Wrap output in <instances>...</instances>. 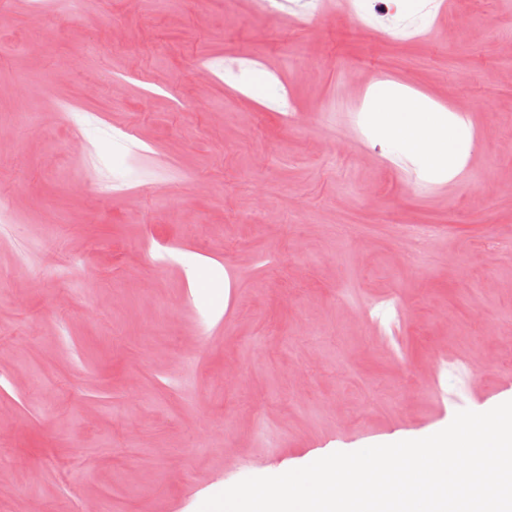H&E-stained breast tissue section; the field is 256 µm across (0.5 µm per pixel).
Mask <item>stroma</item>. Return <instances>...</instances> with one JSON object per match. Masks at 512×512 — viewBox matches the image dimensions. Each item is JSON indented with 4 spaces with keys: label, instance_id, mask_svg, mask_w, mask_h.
Wrapping results in <instances>:
<instances>
[{
    "label": "stroma",
    "instance_id": "stroma-1",
    "mask_svg": "<svg viewBox=\"0 0 512 512\" xmlns=\"http://www.w3.org/2000/svg\"><path fill=\"white\" fill-rule=\"evenodd\" d=\"M464 7L0 0V512H197L512 393V0ZM375 90L466 121L454 178ZM366 112L377 141L397 144L400 159L422 172L448 180L470 156L467 125L449 111L433 107L427 98L415 100L401 92L376 94Z\"/></svg>",
    "mask_w": 512,
    "mask_h": 512
}]
</instances>
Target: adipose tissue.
Masks as SVG:
<instances>
[{
	"mask_svg": "<svg viewBox=\"0 0 512 512\" xmlns=\"http://www.w3.org/2000/svg\"><path fill=\"white\" fill-rule=\"evenodd\" d=\"M378 142L394 143L401 157L420 171L450 179L469 158L470 130L459 117L403 93L373 97L367 110Z\"/></svg>",
	"mask_w": 512,
	"mask_h": 512,
	"instance_id": "1",
	"label": "adipose tissue"
}]
</instances>
